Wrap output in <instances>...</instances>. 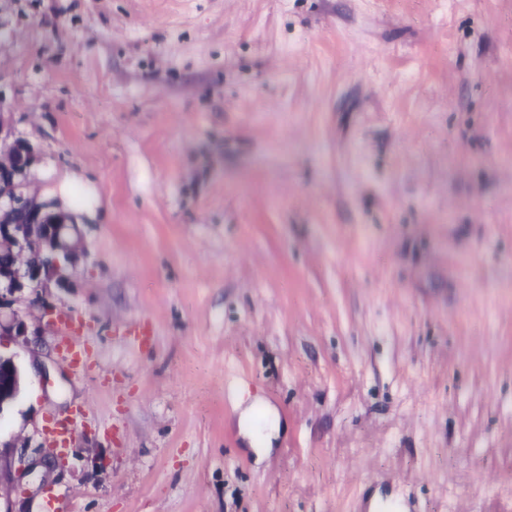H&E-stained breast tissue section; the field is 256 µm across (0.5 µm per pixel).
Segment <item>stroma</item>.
<instances>
[{
    "label": "stroma",
    "instance_id": "stroma-1",
    "mask_svg": "<svg viewBox=\"0 0 512 512\" xmlns=\"http://www.w3.org/2000/svg\"><path fill=\"white\" fill-rule=\"evenodd\" d=\"M0 114L84 247L6 512H512V0H0ZM61 354L70 365L83 370L86 368L85 345L77 333L67 332L62 336ZM80 425L77 417L55 421L47 430V442L50 448H65Z\"/></svg>",
    "mask_w": 512,
    "mask_h": 512
}]
</instances>
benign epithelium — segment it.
<instances>
[{"instance_id": "obj_1", "label": "benign epithelium", "mask_w": 512, "mask_h": 512, "mask_svg": "<svg viewBox=\"0 0 512 512\" xmlns=\"http://www.w3.org/2000/svg\"><path fill=\"white\" fill-rule=\"evenodd\" d=\"M42 151L0 123V336H25L28 325L3 310L32 289L44 297L71 280L78 244L68 237L74 215L56 199H43L32 187L30 172ZM23 374L14 357L0 354V416L21 397Z\"/></svg>"}]
</instances>
